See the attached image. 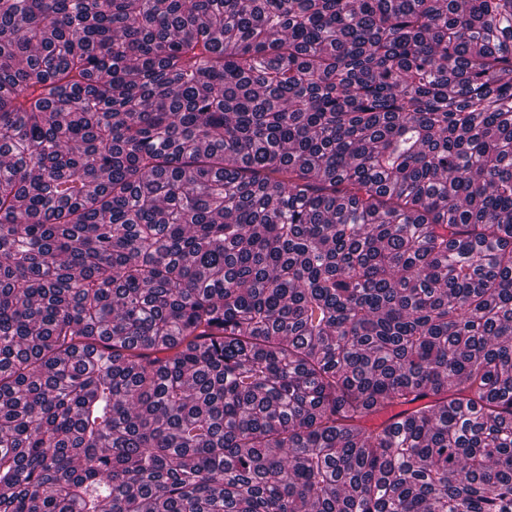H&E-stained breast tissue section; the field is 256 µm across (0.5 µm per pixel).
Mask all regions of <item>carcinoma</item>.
Segmentation results:
<instances>
[{
  "label": "carcinoma",
  "instance_id": "1",
  "mask_svg": "<svg viewBox=\"0 0 512 512\" xmlns=\"http://www.w3.org/2000/svg\"><path fill=\"white\" fill-rule=\"evenodd\" d=\"M0 512H512V0H0Z\"/></svg>",
  "mask_w": 512,
  "mask_h": 512
}]
</instances>
